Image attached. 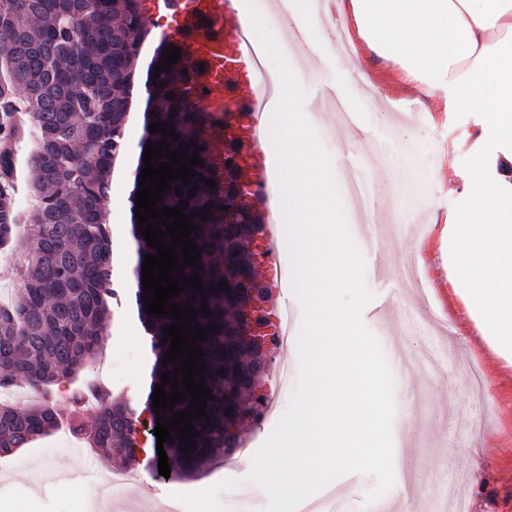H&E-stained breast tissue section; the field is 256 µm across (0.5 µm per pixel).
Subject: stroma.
I'll return each instance as SVG.
<instances>
[{
    "label": "stroma",
    "instance_id": "stroma-1",
    "mask_svg": "<svg viewBox=\"0 0 512 512\" xmlns=\"http://www.w3.org/2000/svg\"><path fill=\"white\" fill-rule=\"evenodd\" d=\"M269 27L307 92L303 113L331 157L347 228L365 261V284L373 299L361 313L364 325L381 348H388L399 327V308L414 304L424 326L409 336L411 352L420 356L453 343L473 375L471 384L460 383L451 363L414 382L394 372L395 483L388 498L407 488L417 491L428 486L433 469L460 468L468 449L481 448L487 463L481 475L469 476L464 506L468 512H512V360L493 352L482 340L476 319L451 294L456 271L448 260V217L468 207L473 168L483 165L488 180L512 182V171L503 166L512 145L487 137L483 113L449 110L444 90L415 92L399 66L378 56L356 32L348 34L352 60L340 62L334 24L324 23L325 39L318 48L306 44L295 51L287 48L281 19H272ZM355 66L377 89V96L356 89L350 74ZM327 94L343 100L355 113V127L337 129L333 111L315 110L316 100ZM352 170L369 180L367 209L372 222L386 231L373 250L358 229L346 178ZM134 185V171L115 170L108 210L117 250L130 237ZM394 207L409 216L429 210L426 235H419L410 223L391 224L389 213ZM411 243L418 246L417 273L425 285L420 294L398 274ZM109 334L111 343L80 377L100 379L113 394L129 401L145 392L148 357L141 327L123 306L115 310ZM298 373L296 351L283 356L270 349L262 392L275 396L274 412L248 424L241 446L225 455L223 463L190 475L161 478L157 452L139 454L135 468L145 479L128 481L114 494L116 512H141L147 507L149 483L156 489L157 501H182L185 512H262L267 496L248 479L251 458L286 412ZM489 379L499 388L492 404L483 395ZM38 464L55 471L54 482L38 481L34 470ZM120 469V464L104 461L63 427L11 457L0 458V507L20 504L25 512H75L76 502L92 505L98 486L110 482ZM376 485L369 474L339 477L335 488L344 498V512H373L368 496Z\"/></svg>",
    "mask_w": 512,
    "mask_h": 512
}]
</instances>
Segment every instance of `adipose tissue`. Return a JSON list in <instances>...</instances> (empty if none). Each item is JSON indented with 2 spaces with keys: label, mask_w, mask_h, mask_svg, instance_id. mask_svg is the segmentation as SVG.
<instances>
[{
  "label": "adipose tissue",
  "mask_w": 512,
  "mask_h": 512,
  "mask_svg": "<svg viewBox=\"0 0 512 512\" xmlns=\"http://www.w3.org/2000/svg\"><path fill=\"white\" fill-rule=\"evenodd\" d=\"M359 35L419 92L444 89L453 110L482 112L512 144V0H349ZM470 206L450 216L448 257L466 311L496 353L512 357V183L475 168Z\"/></svg>",
  "instance_id": "1"
}]
</instances>
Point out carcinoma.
I'll return each mask as SVG.
<instances>
[{
    "mask_svg": "<svg viewBox=\"0 0 512 512\" xmlns=\"http://www.w3.org/2000/svg\"><path fill=\"white\" fill-rule=\"evenodd\" d=\"M148 35L140 0H0V98L23 97L30 113L29 193L37 223L27 232V255L17 267L19 296L9 307L0 306V388L27 382L39 399L25 405L0 404V456L6 457L49 433L61 421L60 403L52 387L69 381L93 360L102 347L113 319L112 303L120 302L123 281L113 274L112 228L107 202L117 158L125 149L124 133L130 119L131 98L139 80L137 63ZM155 54L147 70V122L170 124L179 136L174 141L158 133L175 151L195 139L193 128L202 121L185 99L184 79L176 68L164 69ZM173 99H168V95ZM199 153L203 166H194L188 196L182 180L165 190L159 207H175L186 200L185 213L209 208L192 219L200 226L190 235L201 254V270L185 268L184 276L197 273L207 293L184 292L174 299L201 301L212 315H198L203 328L221 329L197 346L208 362L205 386L212 391L205 412L209 420L193 421L195 450L186 459L184 445L175 438L165 441L171 470L182 474L198 470L231 452L240 443L243 427L258 415L260 401L246 400L239 377L247 370V350L231 360L224 351V320L233 318V304L211 285L233 276L250 279L255 273L254 239L249 224L233 231L224 229L226 201L240 197L237 179L224 178L222 189L209 188L202 179L214 177L210 153L203 141L188 149ZM182 186L175 194L174 187ZM143 291L135 292L138 320L149 334L154 362L150 385L161 383V374L176 368L162 364L171 343H161L166 316L149 315ZM224 374H218V371ZM97 394L106 401L91 431H86L82 412L85 398ZM234 406L226 415L225 406ZM66 422L78 440L109 460L124 465L137 460L135 409L112 396L106 387H77L68 401Z\"/></svg>",
    "mask_w": 512,
    "mask_h": 512,
    "instance_id": "obj_1",
    "label": "carcinoma"
}]
</instances>
